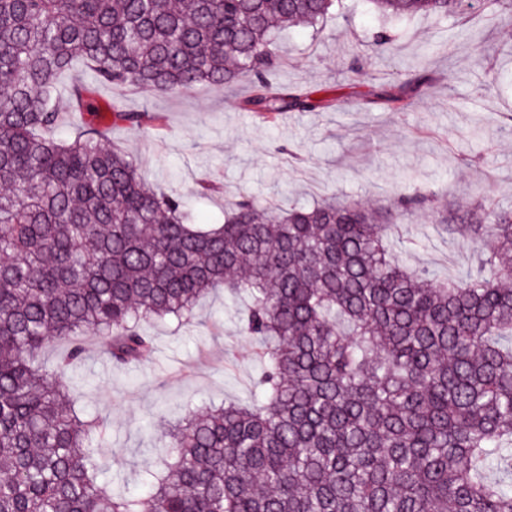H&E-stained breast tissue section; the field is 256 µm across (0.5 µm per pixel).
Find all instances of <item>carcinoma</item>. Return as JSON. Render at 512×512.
I'll list each match as a JSON object with an SVG mask.
<instances>
[{
    "mask_svg": "<svg viewBox=\"0 0 512 512\" xmlns=\"http://www.w3.org/2000/svg\"><path fill=\"white\" fill-rule=\"evenodd\" d=\"M335 0H0V512H512V212L463 214L437 193L375 213L331 196L275 215L248 196L202 228L188 204L105 143L73 63L154 94L253 87L251 112L324 100L272 86L276 33L317 30ZM382 17L458 13L464 0H370ZM397 38L373 34L380 52ZM132 129L160 122L112 102ZM427 208L467 235L474 265L438 283L393 254L387 229ZM224 291L260 347L250 405L163 419L162 468L135 495L99 481L106 422L66 376L85 336L115 367L154 352L147 327L189 328ZM49 351L52 364L41 362ZM92 79V72L86 66L85 63L78 61L74 64L71 71L66 75L63 80V85L61 88V99H60V107H61V121L58 127V136L62 139L67 138L73 132L75 125L72 114L66 111V105L68 102V91L71 86L77 82L81 81L83 83L90 82Z\"/></svg>",
    "mask_w": 512,
    "mask_h": 512,
    "instance_id": "cac0c4a2",
    "label": "carcinoma"
}]
</instances>
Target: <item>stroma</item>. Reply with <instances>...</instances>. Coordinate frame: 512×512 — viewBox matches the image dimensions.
I'll use <instances>...</instances> for the list:
<instances>
[{
	"label": "stroma",
	"mask_w": 512,
	"mask_h": 512,
	"mask_svg": "<svg viewBox=\"0 0 512 512\" xmlns=\"http://www.w3.org/2000/svg\"><path fill=\"white\" fill-rule=\"evenodd\" d=\"M378 26L365 0H341L322 35L293 29L281 36L287 64L277 83L332 99L331 107L266 119L242 109L251 93L245 83L163 95L100 85L99 102L161 117L141 130L109 121L105 134L139 161L150 183L184 196L199 224L222 223L225 195L239 193L274 211L332 194L379 208L395 192L424 187L455 206L482 197L512 210V123L503 119L512 114V18L491 0H467L461 15L393 21L400 36L379 54L371 46ZM419 70L428 82L404 109L373 104ZM388 238L408 265L430 268L442 281L471 265L465 239L448 235L433 214H414ZM200 315L199 328L153 327V356L126 368L102 358L95 337L86 339L76 397L110 421L101 460L107 477L130 492H139L137 474L153 459L141 438L161 416L189 403L252 399L257 362L232 305L214 296Z\"/></svg>",
	"instance_id": "1"
}]
</instances>
